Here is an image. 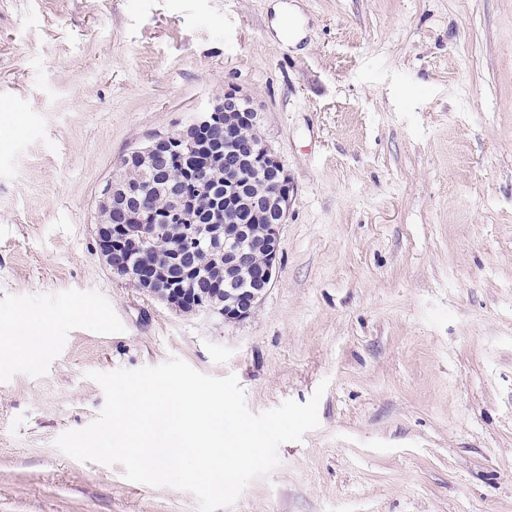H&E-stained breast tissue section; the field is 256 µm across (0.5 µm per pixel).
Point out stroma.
I'll return each instance as SVG.
<instances>
[{
	"label": "stroma",
	"instance_id": "stroma-1",
	"mask_svg": "<svg viewBox=\"0 0 512 512\" xmlns=\"http://www.w3.org/2000/svg\"><path fill=\"white\" fill-rule=\"evenodd\" d=\"M229 89L293 187L234 323L96 240L121 157ZM172 357L255 413L328 384L227 512H512V0H0V512H198L55 445L103 407L89 372Z\"/></svg>",
	"mask_w": 512,
	"mask_h": 512
}]
</instances>
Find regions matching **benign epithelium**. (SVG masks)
<instances>
[{"label": "benign epithelium", "mask_w": 512, "mask_h": 512, "mask_svg": "<svg viewBox=\"0 0 512 512\" xmlns=\"http://www.w3.org/2000/svg\"><path fill=\"white\" fill-rule=\"evenodd\" d=\"M224 115L228 121L220 122ZM258 115L249 102L233 91L200 113L184 130L159 135L143 147L133 148L120 160V168L138 170L139 178L122 176L106 182L100 207L114 217L112 224H99L96 237L102 256L112 275L182 309L186 289L175 284L169 270L183 266L184 259L197 251L211 257L222 256L242 271L257 269L256 282L249 288H227L224 309L210 311L224 315L226 321L248 318L276 276L279 263V228L288 216L290 181L278 157L257 133ZM181 153L182 165H193L198 154L207 153L216 162L224 161L227 175L224 185L208 183V188L189 194L181 177L175 174L172 151ZM159 192L167 207H145L149 187L159 174ZM256 194L248 201L250 221L262 225L261 247L244 246L252 241V229L235 223L231 208L243 198L248 188ZM161 224H179L180 238L189 242L187 250L174 252L168 263L138 262L126 259V252L137 241L158 233Z\"/></svg>", "instance_id": "obj_1"}]
</instances>
